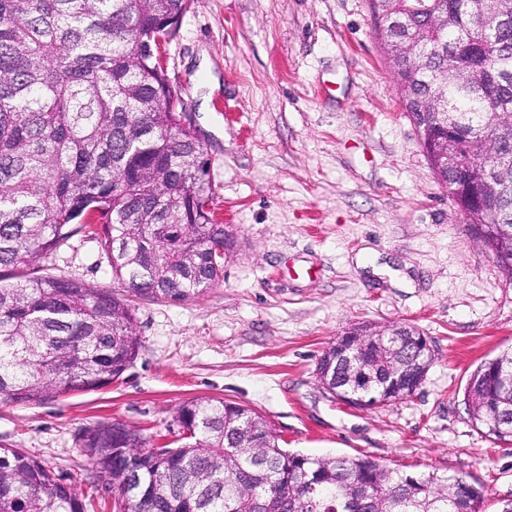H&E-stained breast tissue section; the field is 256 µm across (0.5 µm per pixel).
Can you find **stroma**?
<instances>
[{"label": "stroma", "instance_id": "35a3bbf8", "mask_svg": "<svg viewBox=\"0 0 512 512\" xmlns=\"http://www.w3.org/2000/svg\"><path fill=\"white\" fill-rule=\"evenodd\" d=\"M209 160L210 208L235 240L203 298L133 304L139 354L95 391L0 401V448L47 462L81 497L77 437L100 422L178 446L176 411L215 397L258 411L281 447L461 475L512 498V446L465 403L470 374L512 347V279L437 180L395 92L368 0H190L162 48ZM45 272L122 292L98 238L77 234ZM407 323L433 362L407 399L372 409L323 388L317 362L361 324Z\"/></svg>", "mask_w": 512, "mask_h": 512}]
</instances>
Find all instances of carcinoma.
I'll list each match as a JSON object with an SVG mask.
<instances>
[{"label": "carcinoma", "instance_id": "carcinoma-1", "mask_svg": "<svg viewBox=\"0 0 512 512\" xmlns=\"http://www.w3.org/2000/svg\"><path fill=\"white\" fill-rule=\"evenodd\" d=\"M190 0H0V401L42 404L112 383L140 340L128 300L61 275L21 274L88 229L135 296L165 302L203 297L224 277L234 246L213 219L209 183L197 176L203 148L181 112L151 45ZM370 0L404 24L384 42L396 89L426 153L458 163L436 168L460 209L482 187L473 224H497L486 241L512 262V0ZM416 337L395 351H364L373 380L336 369V343L317 364L339 384L385 405L382 378L405 371L421 384L433 357ZM504 391L467 395L470 416L512 444L498 421L512 409V351L500 355ZM184 443L144 450L122 422L83 430L80 454L112 475L124 512H484L486 491L436 470L395 472L376 459L312 458L279 446L258 413L221 399L184 403ZM40 460L0 448V512H95Z\"/></svg>", "mask_w": 512, "mask_h": 512}]
</instances>
